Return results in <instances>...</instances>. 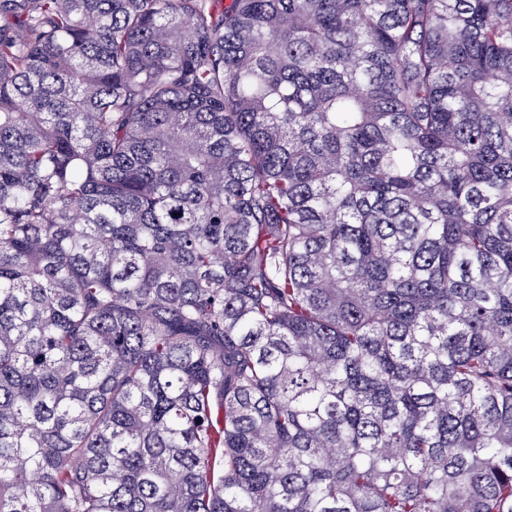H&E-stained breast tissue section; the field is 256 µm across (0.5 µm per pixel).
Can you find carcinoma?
<instances>
[{"label":"carcinoma","instance_id":"cac0c4a2","mask_svg":"<svg viewBox=\"0 0 512 512\" xmlns=\"http://www.w3.org/2000/svg\"><path fill=\"white\" fill-rule=\"evenodd\" d=\"M0 512H512V0H0Z\"/></svg>","mask_w":512,"mask_h":512}]
</instances>
